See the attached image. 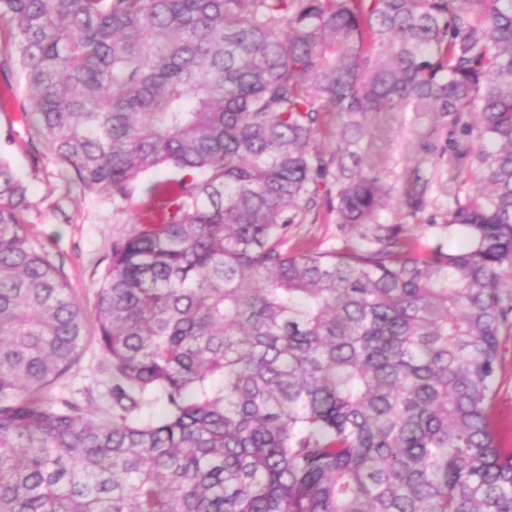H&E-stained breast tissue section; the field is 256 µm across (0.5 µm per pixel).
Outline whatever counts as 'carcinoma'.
Masks as SVG:
<instances>
[{
  "mask_svg": "<svg viewBox=\"0 0 512 512\" xmlns=\"http://www.w3.org/2000/svg\"><path fill=\"white\" fill-rule=\"evenodd\" d=\"M0 74L120 211L96 295L95 414L44 393L86 316L0 159V512H512L491 415L512 267V0H0ZM436 112L488 189L419 254L364 168L376 112ZM336 150L314 147L327 114ZM420 170L399 196L428 204ZM332 204L330 252L288 230ZM162 402L165 412L149 413Z\"/></svg>",
  "mask_w": 512,
  "mask_h": 512,
  "instance_id": "1",
  "label": "carcinoma"
}]
</instances>
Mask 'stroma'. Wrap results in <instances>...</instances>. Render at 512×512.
I'll list each match as a JSON object with an SVG mask.
<instances>
[{
    "label": "stroma",
    "instance_id": "1",
    "mask_svg": "<svg viewBox=\"0 0 512 512\" xmlns=\"http://www.w3.org/2000/svg\"><path fill=\"white\" fill-rule=\"evenodd\" d=\"M367 144L370 162L376 163L384 181L400 186L412 169L435 174L428 209L408 217L398 198H391L383 213L388 224L403 225L405 231L425 248L459 250L467 245L462 232L439 231L443 214L453 199L455 187L472 192L481 188L479 177L459 170L454 159L442 156L448 143L445 120L430 112H378L370 120ZM9 130L10 140L0 139V157L7 159L29 187L32 209L27 216L30 235L49 259L65 274L73 294L86 312L84 350L70 373L52 386L47 396L54 401L70 400L88 411L101 404L105 389V363L96 336V295L110 264L112 244L133 223L148 197V186L157 178L148 172L138 180L123 211L112 209L104 193H89L54 157L32 164L27 126L17 105L0 110V131ZM345 233L334 215L321 212L315 222L295 224L290 229L289 247L336 248ZM492 404L503 427L512 426V317L499 336V355Z\"/></svg>",
    "mask_w": 512,
    "mask_h": 512
}]
</instances>
